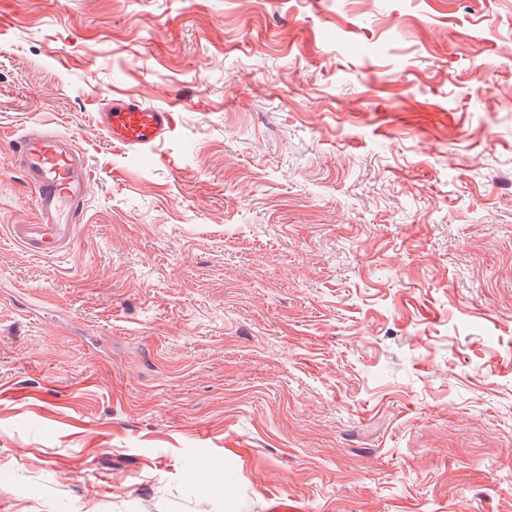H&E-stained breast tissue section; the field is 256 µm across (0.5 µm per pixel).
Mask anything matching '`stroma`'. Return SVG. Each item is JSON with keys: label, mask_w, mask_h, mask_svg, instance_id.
Listing matches in <instances>:
<instances>
[{"label": "stroma", "mask_w": 512, "mask_h": 512, "mask_svg": "<svg viewBox=\"0 0 512 512\" xmlns=\"http://www.w3.org/2000/svg\"><path fill=\"white\" fill-rule=\"evenodd\" d=\"M33 121L91 168L53 258ZM281 502L512 512V0H0V512ZM171 108L147 105L138 100L111 96L93 111V125L107 142L125 149L155 147L176 127ZM15 167L33 190L36 224H13L11 239L26 253L66 254L82 219L91 181L86 156L74 139L39 121L30 122L11 146Z\"/></svg>", "instance_id": "1"}]
</instances>
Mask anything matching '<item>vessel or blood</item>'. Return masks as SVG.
Listing matches in <instances>:
<instances>
[{
	"instance_id": "obj_1",
	"label": "vessel or blood",
	"mask_w": 512,
	"mask_h": 512,
	"mask_svg": "<svg viewBox=\"0 0 512 512\" xmlns=\"http://www.w3.org/2000/svg\"><path fill=\"white\" fill-rule=\"evenodd\" d=\"M92 120L107 142L125 149L156 146L176 127L172 109L123 96L102 100ZM11 151L15 167L34 193L38 215L37 223L10 225L12 240L32 255L66 254L83 216L91 181L84 153L72 137L38 121L29 123L13 140Z\"/></svg>"
}]
</instances>
